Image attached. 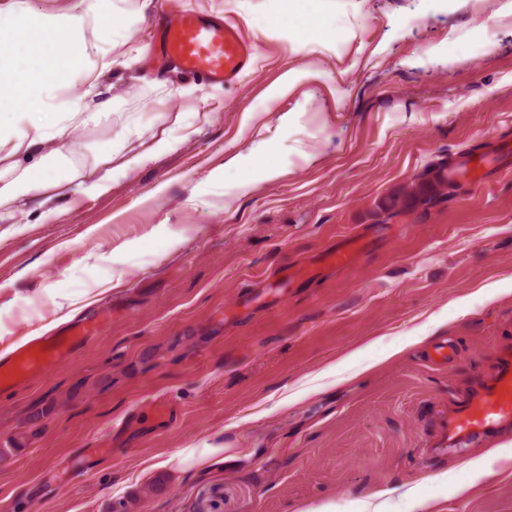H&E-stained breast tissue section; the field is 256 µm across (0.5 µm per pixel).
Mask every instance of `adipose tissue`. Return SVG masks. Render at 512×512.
<instances>
[{
	"label": "adipose tissue",
	"instance_id": "adipose-tissue-1",
	"mask_svg": "<svg viewBox=\"0 0 512 512\" xmlns=\"http://www.w3.org/2000/svg\"><path fill=\"white\" fill-rule=\"evenodd\" d=\"M126 33L112 0H72L54 15L38 12L33 0H0V208L75 192L81 173L62 163L58 144L91 116L60 92L86 74L84 96L98 97L99 111H108L106 40Z\"/></svg>",
	"mask_w": 512,
	"mask_h": 512
}]
</instances>
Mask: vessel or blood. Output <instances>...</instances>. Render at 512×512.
<instances>
[{
	"label": "vessel or blood",
	"instance_id": "1",
	"mask_svg": "<svg viewBox=\"0 0 512 512\" xmlns=\"http://www.w3.org/2000/svg\"><path fill=\"white\" fill-rule=\"evenodd\" d=\"M160 54L187 73L212 83H232L251 68L255 50L233 23L196 11L163 15L159 22ZM508 154L499 148L465 156L448 168L452 180L478 179L484 164H501ZM104 309L66 324L51 334L0 355V392L11 391L50 374L76 351L97 339L111 321ZM512 426V347L501 348L493 376L481 383L464 403L448 415V443L456 446Z\"/></svg>",
	"mask_w": 512,
	"mask_h": 512
}]
</instances>
